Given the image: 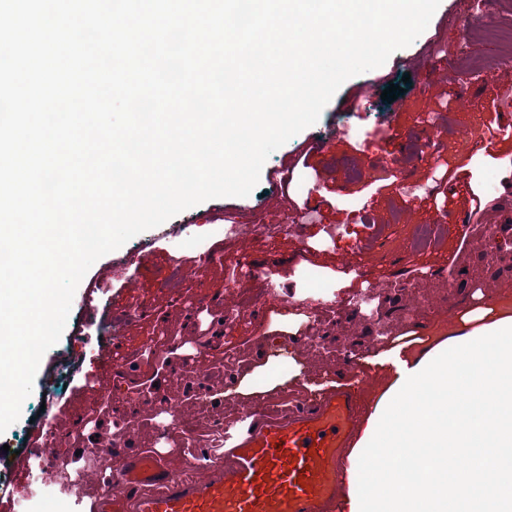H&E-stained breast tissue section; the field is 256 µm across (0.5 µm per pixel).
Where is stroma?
I'll return each mask as SVG.
<instances>
[{
  "instance_id": "stroma-1",
  "label": "stroma",
  "mask_w": 512,
  "mask_h": 512,
  "mask_svg": "<svg viewBox=\"0 0 512 512\" xmlns=\"http://www.w3.org/2000/svg\"><path fill=\"white\" fill-rule=\"evenodd\" d=\"M472 0H441L426 30L409 46L396 50L386 63L345 81L323 109L318 121L269 155L259 181L248 196L204 201L133 237L118 253L133 261L129 269L140 285L145 305L124 326L120 345L124 354L114 367L100 368L88 379L90 362L112 330V315L121 307L127 283L113 281L101 289L102 300L88 308L86 300L98 259L79 284L65 329L58 343L43 356L32 394L21 407L17 422L4 437L12 450L6 466L11 489L22 496L23 458L19 451L41 432L37 412L46 390L58 389L53 431L60 446L55 453L67 468L81 466L92 436L117 443L121 455L143 448H164L183 459L188 450L180 432L160 438V418L154 401L167 399L186 415L196 448L214 447V421H231L245 401L276 404L288 394L312 401L332 388L349 383L353 371L349 352L359 353L368 381L360 395L357 428L373 408L384 374L380 360L399 345L418 347L459 326L462 313L512 298V276L478 272L481 295L449 287L448 271L463 265L468 249L463 234H476L479 225L449 221L451 206L470 209L472 196L512 213V195L503 192L512 178V140L493 134L496 111L491 102L512 92V71L500 70L499 60L512 54V0H492L485 25H469ZM410 83H403V75ZM405 84L394 102L381 98L390 85ZM469 143H461V134ZM388 151H375L377 143ZM399 151L406 185L385 178L392 151ZM290 182L280 184L281 172ZM458 177L461 195L448 201L441 174ZM312 210V219L296 232L270 239L263 234L229 241L225 217L240 224H271L287 211ZM438 227L436 245L413 250L416 225ZM335 225V239L325 228ZM203 253L221 255L188 282L180 300H173L164 283L173 257L191 259ZM274 274L281 300L268 305L251 303L250 334L225 327L234 315L236 298L227 280L241 259ZM316 271L339 297L356 293L365 282L377 292L395 290L398 307L387 312L386 337H374L351 308L320 314L309 336L298 345L279 347L299 318L297 296ZM207 334L212 354L194 353L196 338ZM81 348L72 355L74 377L60 388L59 356L73 341ZM181 347L168 364L142 355L143 344Z\"/></svg>"
}]
</instances>
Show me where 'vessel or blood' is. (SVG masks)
<instances>
[{
    "label": "vessel or blood",
    "mask_w": 512,
    "mask_h": 512,
    "mask_svg": "<svg viewBox=\"0 0 512 512\" xmlns=\"http://www.w3.org/2000/svg\"><path fill=\"white\" fill-rule=\"evenodd\" d=\"M360 405L353 388L287 412L259 407L224 429V445L180 466L146 448L114 462L86 512H336Z\"/></svg>",
    "instance_id": "vessel-or-blood-1"
}]
</instances>
